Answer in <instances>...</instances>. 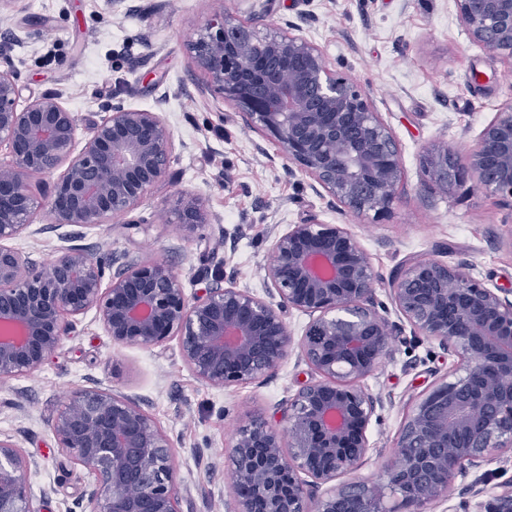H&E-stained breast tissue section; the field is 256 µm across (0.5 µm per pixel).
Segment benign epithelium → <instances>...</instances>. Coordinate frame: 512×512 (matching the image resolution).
Returning <instances> with one entry per match:
<instances>
[{
  "mask_svg": "<svg viewBox=\"0 0 512 512\" xmlns=\"http://www.w3.org/2000/svg\"><path fill=\"white\" fill-rule=\"evenodd\" d=\"M471 40L512 66V0H455ZM207 85L245 122L265 131L288 163L357 216L389 213L401 196L403 157L391 129L361 90L330 72L319 48L291 25L260 33L229 14L208 20L192 45ZM20 74L0 44V386L38 372L72 329L95 310L119 346L151 350L175 340L193 374L215 388L252 383L298 350L310 380L279 404L274 423L240 427L228 456V512H385V490L412 512L443 499L457 477L512 455V289L490 288L465 265L413 258L387 281L402 322L377 300L379 276L347 224L315 219L275 237L264 266L265 300L218 269L187 294L164 261L128 260L104 283L112 257L67 248L38 265L10 241L42 209L55 223L100 228L129 215L167 174L172 132L162 113L107 103L108 115L77 147L73 113L57 93L19 104ZM443 192L468 179L512 207V99L464 154L432 145L423 157ZM34 175L56 176L44 200ZM180 229L208 223L199 199L177 207ZM278 298L273 303L271 299ZM310 316L299 342L284 318ZM436 342L458 358L451 378L421 395L403 422L387 482L357 476L367 435L384 408L364 381L395 337ZM58 450L92 482L86 512H184L174 442L140 403L94 387L74 390L48 420ZM31 460L0 438V512H42L29 482ZM476 512H512V479L467 486Z\"/></svg>",
  "mask_w": 512,
  "mask_h": 512,
  "instance_id": "benign-epithelium-1",
  "label": "benign epithelium"
}]
</instances>
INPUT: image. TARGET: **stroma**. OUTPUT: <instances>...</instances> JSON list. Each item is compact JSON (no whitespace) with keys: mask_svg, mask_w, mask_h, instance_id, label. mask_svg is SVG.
Segmentation results:
<instances>
[{"mask_svg":"<svg viewBox=\"0 0 512 512\" xmlns=\"http://www.w3.org/2000/svg\"><path fill=\"white\" fill-rule=\"evenodd\" d=\"M225 12L259 31L299 26L327 68L364 92L402 148L403 188L386 216L372 220L331 208L304 173L289 172L274 140L247 125L237 108L209 91L189 50L209 16ZM15 34L21 103L61 94L85 142L107 101L162 112L173 132L165 179L130 214L75 235L41 213L14 245L40 263L74 246L95 256L129 255L171 263L187 293L221 267L239 287L265 295L263 267L276 234L318 219L346 224L382 278L407 259L432 256L470 265L491 288L512 289V208L473 181L441 192L423 169L425 149L451 142L467 149L497 108L512 99L506 65L472 42L455 0H17L0 9V38ZM183 196L199 197L211 222L187 235L175 214ZM456 364L437 344L395 343L366 385L385 405L369 430L362 477L379 479L415 401ZM289 357L259 381L222 390L200 381L177 342L152 350L113 345L94 312L74 327L41 371L0 387V435L33 462L30 482L43 512H75L89 483L57 450L47 424L79 386L93 384L138 400L175 443L179 491L194 512L231 501L227 444L255 418L309 380ZM512 479V460H494L457 478L427 512H448L478 475Z\"/></svg>","mask_w":512,"mask_h":512,"instance_id":"stroma-1","label":"stroma"}]
</instances>
